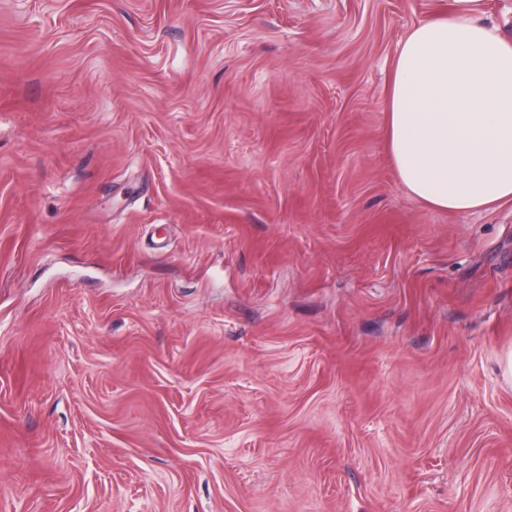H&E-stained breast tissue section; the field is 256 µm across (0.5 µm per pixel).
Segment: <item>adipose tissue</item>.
I'll return each mask as SVG.
<instances>
[{
    "label": "adipose tissue",
    "instance_id": "obj_1",
    "mask_svg": "<svg viewBox=\"0 0 512 512\" xmlns=\"http://www.w3.org/2000/svg\"><path fill=\"white\" fill-rule=\"evenodd\" d=\"M453 2L400 45L385 139L412 197L469 213L512 203V39Z\"/></svg>",
    "mask_w": 512,
    "mask_h": 512
}]
</instances>
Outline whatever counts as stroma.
I'll use <instances>...</instances> for the list:
<instances>
[{"instance_id":"1","label":"stroma","mask_w":512,"mask_h":512,"mask_svg":"<svg viewBox=\"0 0 512 512\" xmlns=\"http://www.w3.org/2000/svg\"><path fill=\"white\" fill-rule=\"evenodd\" d=\"M452 0H0V512H512V203L384 140Z\"/></svg>"}]
</instances>
